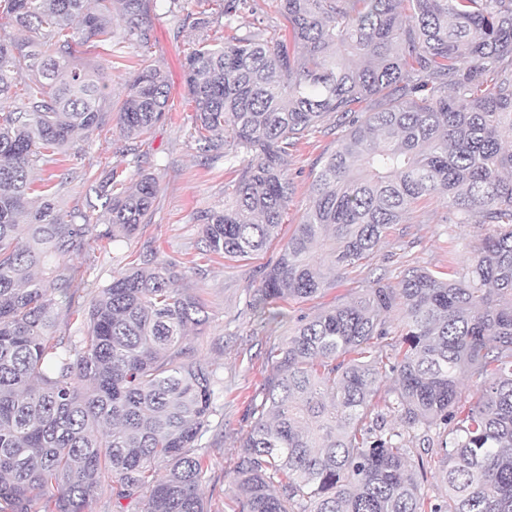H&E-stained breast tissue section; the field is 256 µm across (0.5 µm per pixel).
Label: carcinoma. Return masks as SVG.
Here are the masks:
<instances>
[{
    "label": "carcinoma",
    "mask_w": 512,
    "mask_h": 512,
    "mask_svg": "<svg viewBox=\"0 0 512 512\" xmlns=\"http://www.w3.org/2000/svg\"><path fill=\"white\" fill-rule=\"evenodd\" d=\"M273 2L285 29L241 34L248 0H225L232 34L185 58L190 138L212 160L248 156L232 203L197 217L209 256L247 259L276 239L290 152L328 119L347 126L246 300L253 315L274 323L278 303L336 288L426 197L448 199V223L488 232L453 277L377 278L269 350L240 441L239 512H512V0ZM149 5L0 0V29L31 33L0 35V101L14 98L0 111V512H85L105 488L115 512L145 489L143 512H206L218 378L185 344L208 321L179 287L195 267L148 250L85 302L78 268L61 262L97 222L106 252L149 223L160 180L139 171L114 194L116 169L102 181L82 170L93 195L64 210L30 179L106 124L110 74L77 62L75 47L112 57L148 43ZM169 111L165 75L144 64L120 134L134 142ZM62 304L81 336L56 335ZM467 376L482 385L464 412ZM392 416L404 432L436 431L437 447H404ZM427 454L445 485L434 498L422 490Z\"/></svg>",
    "instance_id": "cac0c4a2"
}]
</instances>
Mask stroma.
Here are the masks:
<instances>
[{
  "mask_svg": "<svg viewBox=\"0 0 512 512\" xmlns=\"http://www.w3.org/2000/svg\"><path fill=\"white\" fill-rule=\"evenodd\" d=\"M167 7V0H152L146 46L132 44L122 57L99 58L109 68L110 96L116 103L123 98L142 63L159 66L166 74L171 110L167 119L139 142V168L128 167L122 153L125 141L112 114L107 117L106 132L77 138L63 163L64 168H89L100 176L117 168L130 178L141 169L155 174L163 191L149 224L114 244L111 253H101L92 241L80 253L67 257L66 262L79 268L83 275L81 293L87 297L111 281L127 256L148 248L162 258L197 263L200 273L190 277L187 285L205 301L209 322L202 333L191 334L190 343L198 358L213 368L220 380L217 414L206 435L208 468L201 493L208 512H238L229 485L238 465L240 440L252 424L251 405L261 402L270 374L267 350L286 340L298 317H310L330 305L349 301L378 275L395 282L411 268L455 272L461 261L471 256L485 229L478 224L452 229L446 201L440 197L423 200L416 206L411 222L391 225L375 253L350 269L339 286L322 297L285 303L282 323L260 325L247 310L246 300L258 287L264 266L275 261L279 243L244 260L208 258L199 253L196 217L201 211L218 210L232 201L238 168L220 160L207 161L197 152L189 136L193 112L186 96L183 64L194 44L223 41L224 23L216 20L205 29H180L168 15ZM343 133L335 122L327 121L294 148L288 159L291 194L283 216L282 236L291 235L301 222L310 204V185Z\"/></svg>",
  "mask_w": 512,
  "mask_h": 512,
  "instance_id": "obj_1",
  "label": "stroma"
}]
</instances>
